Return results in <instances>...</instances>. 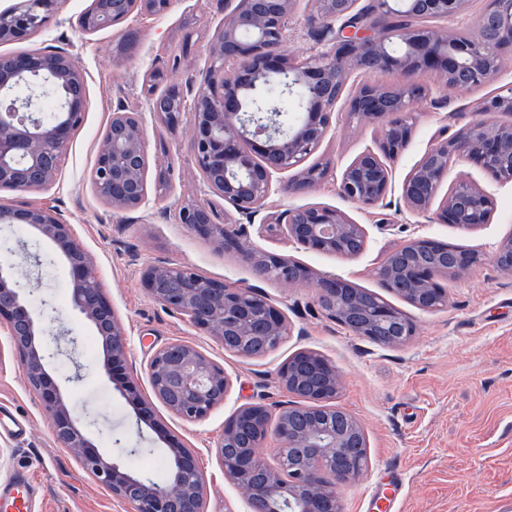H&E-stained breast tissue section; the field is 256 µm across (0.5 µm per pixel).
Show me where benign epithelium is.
Listing matches in <instances>:
<instances>
[{"mask_svg":"<svg viewBox=\"0 0 512 512\" xmlns=\"http://www.w3.org/2000/svg\"><path fill=\"white\" fill-rule=\"evenodd\" d=\"M299 0H224V27L209 45V63L192 101L181 100V111L192 115L189 149L208 195L231 204L250 219L267 209L274 193L294 195L332 178L338 194L352 205L370 207L386 196L390 170L385 159L398 155L412 137L414 108L427 100L423 78L431 77L450 91L473 90L512 64V0H490L476 27L487 38L456 40L446 29L427 25L451 19L467 0H370L355 10L353 0H308L311 19L320 25L323 49L298 60L285 50L288 19ZM112 14L127 17L147 0H111ZM56 0H40L29 10L21 0L0 7V42L25 38L45 26ZM420 17L424 23L401 26L395 19ZM365 79L347 101V112L380 128L378 150L357 155L341 171L327 162L308 175V158L322 145L336 120L352 72ZM379 71H395L398 82L383 85L369 79ZM48 79L64 91L61 112L46 124L31 106L11 94L22 80ZM289 94L300 92L302 113L289 126L274 106L261 102L272 82ZM84 70L70 53L51 50L0 58V190L24 195L51 185L59 166L45 158L66 151L83 120ZM477 112H512V87L483 100ZM472 162L498 178L512 179V125L497 126L473 119L455 134H440L408 173L401 186L406 208L434 224L471 230L487 224L492 198L461 176L448 187L438 207L433 204L448 168ZM148 131L144 113L121 107L100 142L94 175L98 195L121 212L148 202ZM188 230L231 250L254 273L286 286L312 288L325 315L354 336L368 337L392 326L405 343L414 325L385 303L368 305L336 275L319 273L285 255L244 242L239 222L219 213L211 200L179 210ZM0 223L32 230L64 259L72 277V307L97 337H107L101 367L111 374L123 365L128 351L125 329L98 281L92 258L76 241L71 225L51 210L0 201ZM267 226L291 242L329 254L357 256L355 243L365 241L362 225L340 210L303 206L266 214ZM502 272L512 273V238L497 242L489 253ZM482 262V255L442 242L416 237L391 251L376 275L410 304L426 311L445 291L436 287L440 274L460 277ZM147 294L195 328L214 337L238 357L251 354L229 343L262 341L274 350L288 333L285 315L250 287L219 282L192 268L166 261L143 272ZM31 284L23 282L11 261L0 257V325L10 337L28 382L49 413L58 443L112 496L134 512H205L206 479L196 455L172 440L171 475L157 486L112 459V451L95 444L91 433L73 417L59 385L46 370L43 347L37 342L47 317L28 306ZM146 371L153 396L175 417L186 422L204 419L224 402L231 382L224 368L196 347L171 342L156 349ZM277 384L293 401L279 407L275 425L263 403L238 407L229 417L214 448L224 478L239 488L253 512H341L336 488L360 480L368 467L367 440L361 423L336 406L341 376L322 355L300 351L277 373ZM270 438L279 443L275 463L262 456Z\"/></svg>","mask_w":512,"mask_h":512,"instance_id":"7a95c632","label":"benign epithelium"}]
</instances>
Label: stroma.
<instances>
[{
	"mask_svg": "<svg viewBox=\"0 0 512 512\" xmlns=\"http://www.w3.org/2000/svg\"><path fill=\"white\" fill-rule=\"evenodd\" d=\"M89 2L61 0L57 14L37 37L0 43V56L32 48L65 51L77 55L85 71L83 122L69 142L58 175L46 190L24 195L23 200L53 209L71 225L91 256L129 342L121 371L110 375L102 370V347L70 306L67 265L59 260L33 266L28 255L43 244L24 228L5 226L0 236L27 245L10 260L23 277L39 285L30 298L31 309L39 310L44 298L52 299L58 309V322L50 324L41 338L51 355L47 372L58 383L81 371L82 382L66 386L64 394L77 418H94L90 431L98 446L110 447L112 438H119L123 451L118 459L125 467L163 477L168 472L166 438L174 436L194 450L206 477V512H250L247 500L225 480L213 450L225 421L241 405L288 401V394L276 384L277 372L295 353L310 350L328 359L341 374L336 403L361 422L368 444L367 473L339 490L342 512H512V274L498 271L487 261L463 277L438 278L448 305L425 312L385 288L374 273L391 250L414 237L484 253L512 235V181H502L475 164L453 165L448 177L467 176L492 197L489 224L474 230L433 224L407 211L401 198L405 176L440 129L452 134L478 117L491 124H512V112H474L479 101L512 86V65L472 91L446 95L433 80H426L434 101L414 113L410 143L388 159L391 186L376 206L358 207L344 201L332 180L304 193L271 196L273 210L319 205L344 212L366 230V247L359 256L322 253L284 236L268 235L259 216L243 224L245 239L255 246L290 256L315 271L341 276L355 287L375 292L401 312L414 324L415 334L402 346L388 348L351 335L328 319L311 288L285 289L256 277L235 254L180 224L177 204L208 199L188 152L189 113H180L172 128L154 118L147 121L148 175L153 179L163 168L169 175L164 188L149 185L145 206L116 212L98 196L91 173L117 104L145 105L143 76L153 69L162 72L164 85L176 86L181 96L193 99L196 78L208 64L212 36L224 25V0H173L164 13H134L119 24L85 34L77 30L76 22ZM187 18L194 20L195 34L187 56L176 65L171 53ZM346 107V101H339L336 130L309 157V164L328 161L341 168L361 152L377 149L378 129L348 118ZM157 260L186 264L211 279L255 288L287 317L290 335L259 358L243 359L225 352L221 342L146 294L143 271ZM71 335L78 338L75 356L59 355ZM176 340L196 346L223 366L231 389L224 402L201 421H182L157 402L153 423H137L134 404L123 387L134 382L142 397H150L146 363L156 348ZM0 405L31 424L21 439L0 431V448L13 452L10 460L0 464V486L33 476L32 512H133L132 505L113 498L56 442L49 415L1 328ZM396 475L401 476L403 487L394 504L381 497L369 500L370 492L388 489Z\"/></svg>",
	"mask_w": 512,
	"mask_h": 512,
	"instance_id": "35a3bbf8",
	"label": "stroma"
}]
</instances>
